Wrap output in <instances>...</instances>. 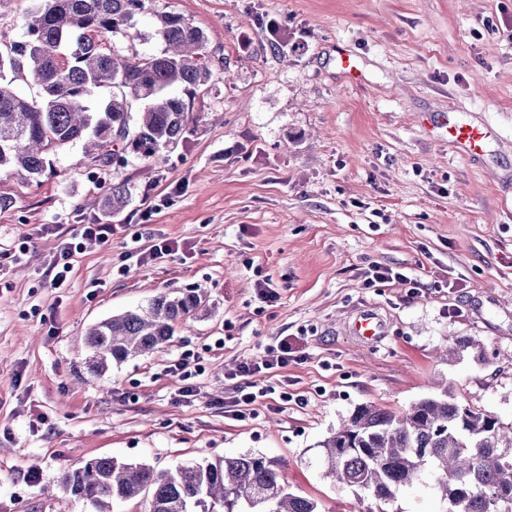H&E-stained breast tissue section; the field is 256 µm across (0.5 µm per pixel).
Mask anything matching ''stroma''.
Masks as SVG:
<instances>
[{
	"label": "stroma",
	"mask_w": 512,
	"mask_h": 512,
	"mask_svg": "<svg viewBox=\"0 0 512 512\" xmlns=\"http://www.w3.org/2000/svg\"><path fill=\"white\" fill-rule=\"evenodd\" d=\"M208 38L213 77L197 91L187 138L152 169L100 167L81 145L49 151L30 182L0 175V512H92L59 483L110 456L163 470L244 454L284 464L291 492L321 512H371L366 493L323 475L318 444L355 407L400 413L439 384L512 421V0H150ZM356 62L358 80L336 64ZM452 114L494 137L465 154L436 125ZM112 214L178 255L126 259L122 234L77 255L70 285L50 270L63 235ZM57 225L54 234L41 233ZM33 244L7 260L19 240ZM379 263L417 279L363 285ZM268 284L274 304L261 302ZM202 293L201 311L163 348L96 373L88 327L166 291ZM377 311L367 344L347 325ZM285 336L303 361L256 418L225 416L232 373ZM480 342L452 361L450 340ZM191 353L195 395L170 370ZM389 512H447L424 481Z\"/></svg>",
	"instance_id": "1"
}]
</instances>
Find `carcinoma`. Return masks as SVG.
<instances>
[{
	"label": "carcinoma",
	"instance_id": "1",
	"mask_svg": "<svg viewBox=\"0 0 512 512\" xmlns=\"http://www.w3.org/2000/svg\"><path fill=\"white\" fill-rule=\"evenodd\" d=\"M146 2L33 0L24 39L0 52V173L36 179L46 150L79 142L94 148L103 166H120L129 155L150 163L185 138L192 109L171 89L181 85L193 94L209 83L208 40L172 12L152 13V23L140 30ZM118 35L164 48L126 57L103 46ZM64 47L72 48L68 59ZM18 77L34 82L40 99L19 92ZM106 85L112 96L95 99ZM127 203L125 186L112 185V212ZM203 303L194 290L165 292L97 323L85 337L89 368L102 373L154 351ZM318 447L326 476L368 492L380 505L376 512H386L384 505L427 472L448 512H512V423L446 390L399 414L361 404ZM62 485L94 512H112V500L141 494L150 496L149 512H320L316 501L289 492L283 467L261 455L161 471L94 458L67 469Z\"/></svg>",
	"mask_w": 512,
	"mask_h": 512
}]
</instances>
